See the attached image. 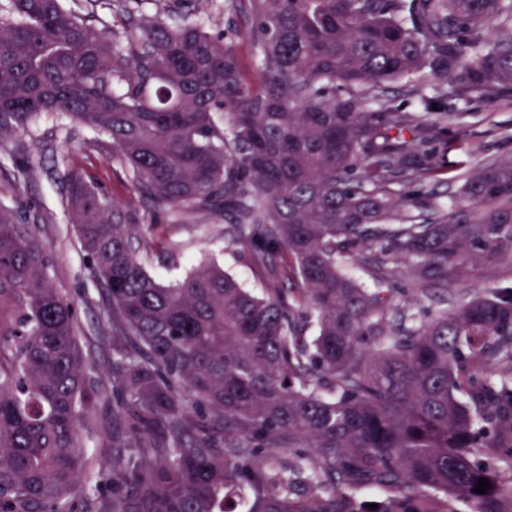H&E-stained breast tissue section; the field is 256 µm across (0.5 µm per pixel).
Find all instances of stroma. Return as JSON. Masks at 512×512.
Here are the masks:
<instances>
[{
    "label": "stroma",
    "instance_id": "1",
    "mask_svg": "<svg viewBox=\"0 0 512 512\" xmlns=\"http://www.w3.org/2000/svg\"><path fill=\"white\" fill-rule=\"evenodd\" d=\"M210 27L223 31L226 43L240 59L247 81L260 85L263 76L254 64L253 19L246 0H226L221 13L213 14ZM456 109L464 117L461 126H449L442 136L439 153L444 175L434 188L446 203L458 194L457 174L474 167L476 160L498 162L512 157V99L489 102L474 97L457 102ZM19 142L31 165L23 171L11 164L0 169V203L26 210L37 239L52 256L55 287L76 309L79 343L90 356V372L100 389L91 423L81 432L91 450L94 469H103L112 456V320L107 315L106 296L91 273L89 259L68 219L61 175L68 169L82 173L108 200L131 215L148 217L149 208L133 188L126 169L113 162L111 141L95 137L77 121L65 117L48 119L33 133L20 136ZM182 217V222L165 223L159 229V244L150 267L152 275L163 282L181 278L198 265L207 250L249 287H265L266 271L225 255L220 235L223 216L204 217L186 207ZM355 271L366 284L376 285L391 307L414 304L416 294L409 270H400L381 283L374 281L365 265H356ZM511 285V250L466 264L437 281L438 288L447 289L452 303L490 288Z\"/></svg>",
    "mask_w": 512,
    "mask_h": 512
}]
</instances>
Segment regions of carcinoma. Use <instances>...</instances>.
I'll return each instance as SVG.
<instances>
[{
  "instance_id": "carcinoma-1",
  "label": "carcinoma",
  "mask_w": 512,
  "mask_h": 512,
  "mask_svg": "<svg viewBox=\"0 0 512 512\" xmlns=\"http://www.w3.org/2000/svg\"><path fill=\"white\" fill-rule=\"evenodd\" d=\"M115 2L110 37L66 0L0 5V142L49 116L107 137L150 213H222L225 249L298 276L317 333L274 284L258 296L212 262L159 282L156 225L65 172L111 304L119 398L95 473L76 311L1 205L0 512H512V288L398 310L347 271L407 263L425 294L512 248V158L459 175L451 207L425 189L448 102L512 91V0H248L257 89L200 18L216 0H172L176 23ZM411 78L424 111L398 112L386 87Z\"/></svg>"
}]
</instances>
